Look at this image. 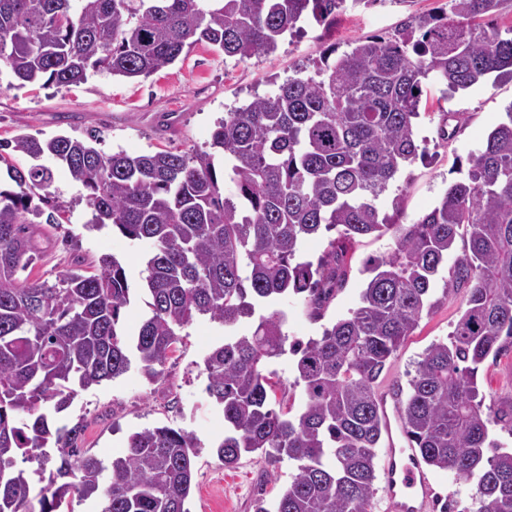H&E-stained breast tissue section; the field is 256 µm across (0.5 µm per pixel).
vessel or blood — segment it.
Here are the masks:
<instances>
[{
	"label": "vessel or blood",
	"mask_w": 512,
	"mask_h": 512,
	"mask_svg": "<svg viewBox=\"0 0 512 512\" xmlns=\"http://www.w3.org/2000/svg\"><path fill=\"white\" fill-rule=\"evenodd\" d=\"M379 407L387 421L382 457L387 508L389 512H428L433 500V478L423 468L406 434L397 396L391 392L382 395Z\"/></svg>",
	"instance_id": "obj_1"
}]
</instances>
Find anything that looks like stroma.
I'll return each instance as SVG.
<instances>
[{"label":"stroma","instance_id":"1","mask_svg":"<svg viewBox=\"0 0 512 512\" xmlns=\"http://www.w3.org/2000/svg\"><path fill=\"white\" fill-rule=\"evenodd\" d=\"M446 0H377L355 15L340 13L332 25L307 21L304 31L282 40L275 52L245 60L225 56L216 46L194 44L173 64L148 78L127 79L96 75L69 87L31 84L24 87L0 67V140L20 134L46 140L58 135L87 139L99 131L101 147L133 155L174 148L207 149L211 134L226 112L243 106L254 95H264L297 73H313L324 50L337 44L348 50L362 38L390 37L402 21L413 15L436 12ZM427 105L416 121L417 140L423 156L405 166L377 202L381 213L392 211L393 198H401L405 221H413L438 205L453 182L465 178L468 159L484 145L488 133L504 118L512 103V82L486 81L465 91L448 92L444 85L427 86ZM459 113L461 121L452 138L441 140L442 115ZM50 167V190L59 205L58 221L37 225L43 250L40 260L25 270L30 279L54 280L80 260L83 274L100 271L103 256L115 257L124 267L132 300L121 317L127 333H135L149 313L144 289L146 262L153 247L146 241L125 238L112 226L92 228L94 210L84 188L74 182L61 164L44 157L22 154L0 163V188L14 189L11 168ZM392 233L357 238L347 246L350 267L346 288L337 293L322 320L311 321L302 297L288 295L276 305L285 313L284 331L289 340L320 337L325 327L357 307L367 259L388 255ZM466 292L449 295L432 313L423 316L378 381L379 390L406 385L414 363L435 342L447 339L465 307ZM224 340L223 325L202 317L181 332L178 351L162 375L148 380L138 366L110 381L78 391L62 422L82 424L80 448L103 461L121 455L129 436L145 428L169 426L194 434L200 444L195 459L196 486L188 502L190 512H253L255 499L274 501L287 487L293 470L288 462L270 464L258 455H244L238 466L225 468L214 450L224 436L220 407L208 397L203 359ZM477 383L487 399L512 403V349L479 367Z\"/></svg>","mask_w":512,"mask_h":512}]
</instances>
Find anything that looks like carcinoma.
<instances>
[{
	"mask_svg": "<svg viewBox=\"0 0 512 512\" xmlns=\"http://www.w3.org/2000/svg\"><path fill=\"white\" fill-rule=\"evenodd\" d=\"M345 2L0 0V64L20 86L147 78L202 41L240 60L272 53L306 20L335 19ZM503 2L448 0L449 10L408 17L388 41L366 37L340 55L333 46L314 74L226 113L210 148L224 153L235 195H224L204 150L107 154L69 136L0 143L63 164L87 191L95 225L155 247L150 314L131 336L119 326L128 279L113 257L97 274L75 267L53 283L19 281L39 253L32 225L58 219L45 212L51 169L10 167L17 190L0 189V512H62L74 494L100 497V512H190L192 433L135 432L106 464L78 447L80 426L56 415L75 387L118 378L134 359L158 378L181 330L201 317L228 331L204 358L206 392L224 416L219 458L231 467L257 453L295 469L273 508L261 499L255 512H372L385 429L378 380L423 313L459 287L465 308L448 341L432 344L398 389L405 429L427 466L475 484L468 512H512V450L489 440L492 426L512 433V405L485 404L476 380L488 356L512 346V105L471 156L467 178L430 212L403 224L401 198L390 216L376 204L418 157L414 119L426 83L457 92L512 81V26L481 28ZM461 228L466 245L438 299L433 285ZM390 229L395 247L365 263L358 307L320 337L290 343L285 314L262 312L290 293L321 320L348 281L345 244ZM323 230L337 232L326 254L298 260L300 242ZM287 352L304 390L295 413L270 397L268 367ZM33 460L34 496L22 467Z\"/></svg>",
	"mask_w": 512,
	"mask_h": 512,
	"instance_id": "carcinoma-1",
	"label": "carcinoma"
}]
</instances>
